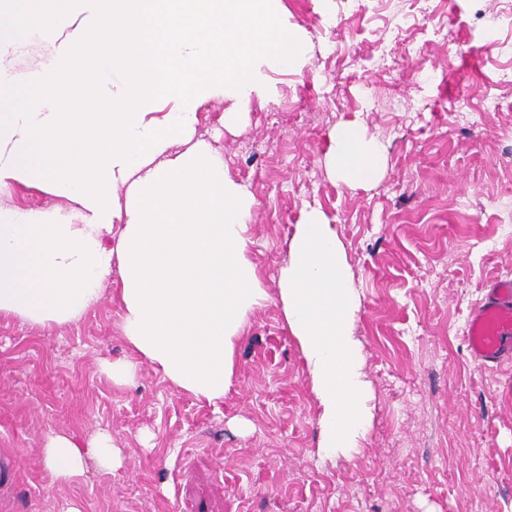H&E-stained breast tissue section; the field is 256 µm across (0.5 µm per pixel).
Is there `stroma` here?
I'll return each mask as SVG.
<instances>
[{
	"instance_id": "1",
	"label": "stroma",
	"mask_w": 512,
	"mask_h": 512,
	"mask_svg": "<svg viewBox=\"0 0 512 512\" xmlns=\"http://www.w3.org/2000/svg\"><path fill=\"white\" fill-rule=\"evenodd\" d=\"M282 6L281 24L307 39L301 68L267 72L235 128L223 99L198 109L197 138L254 199L246 236L267 293L223 402L145 361L126 385L102 372L132 355L119 273L77 321L0 316V512H512V361L478 366L464 337L486 282L512 277V0ZM354 117L387 149L370 186L326 173L328 135ZM0 205L73 207L15 181ZM310 208L335 224L359 300L372 418L348 458L318 454L321 409L279 300ZM51 429L108 433L120 467L55 481L42 464Z\"/></svg>"
}]
</instances>
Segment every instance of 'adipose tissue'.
<instances>
[{
    "instance_id": "obj_1",
    "label": "adipose tissue",
    "mask_w": 512,
    "mask_h": 512,
    "mask_svg": "<svg viewBox=\"0 0 512 512\" xmlns=\"http://www.w3.org/2000/svg\"><path fill=\"white\" fill-rule=\"evenodd\" d=\"M279 12L280 0H0V87L19 92L0 113V184L44 187L82 208L75 224L57 210L0 207V315L78 320L119 272L136 357L102 371L126 384L143 359L195 398L223 401L234 340L266 293L245 236L253 200L196 139L197 107L232 101L223 119L235 126L266 70L302 64L306 39ZM34 36L47 56L18 69ZM165 98L175 108L154 117ZM324 157L334 181L366 183L384 147L351 118L332 130ZM279 299L321 405L318 451L351 455L370 425L352 336L358 302L336 227L317 209L295 226ZM42 461L71 482L90 461L114 469L120 451L104 433L53 430Z\"/></svg>"
}]
</instances>
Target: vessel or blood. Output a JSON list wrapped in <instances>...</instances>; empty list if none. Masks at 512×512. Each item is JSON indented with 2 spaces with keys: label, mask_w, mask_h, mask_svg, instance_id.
<instances>
[{
  "label": "vessel or blood",
  "mask_w": 512,
  "mask_h": 512,
  "mask_svg": "<svg viewBox=\"0 0 512 512\" xmlns=\"http://www.w3.org/2000/svg\"><path fill=\"white\" fill-rule=\"evenodd\" d=\"M466 344L478 365L493 367L512 360V277L487 283L484 296L471 310Z\"/></svg>",
  "instance_id": "1"
}]
</instances>
